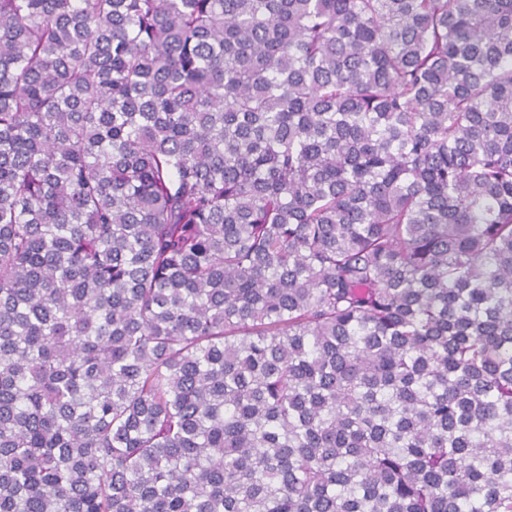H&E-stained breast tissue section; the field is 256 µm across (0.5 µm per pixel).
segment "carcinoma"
I'll list each match as a JSON object with an SVG mask.
<instances>
[{
  "label": "carcinoma",
  "instance_id": "cac0c4a2",
  "mask_svg": "<svg viewBox=\"0 0 512 512\" xmlns=\"http://www.w3.org/2000/svg\"><path fill=\"white\" fill-rule=\"evenodd\" d=\"M0 512H512V0H0Z\"/></svg>",
  "mask_w": 512,
  "mask_h": 512
}]
</instances>
